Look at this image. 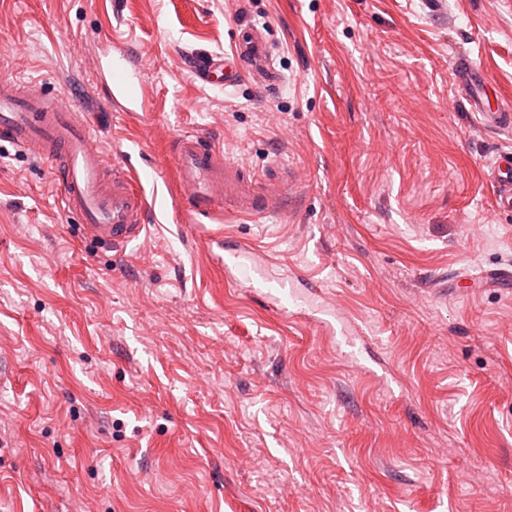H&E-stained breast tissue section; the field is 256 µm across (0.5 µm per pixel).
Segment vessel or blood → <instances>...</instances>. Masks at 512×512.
Instances as JSON below:
<instances>
[{
    "instance_id": "b4317fda",
    "label": "vessel or blood",
    "mask_w": 512,
    "mask_h": 512,
    "mask_svg": "<svg viewBox=\"0 0 512 512\" xmlns=\"http://www.w3.org/2000/svg\"><path fill=\"white\" fill-rule=\"evenodd\" d=\"M203 81L232 84L248 76L261 86L277 88L280 77L272 64L271 47L256 28L240 29L230 56L196 62ZM457 80L472 111L484 123L512 126V113L487 106L489 81L471 60H459ZM107 102L117 111L131 106L147 109L140 70L128 53L106 57L104 79ZM0 141L36 152L56 173L65 211L78 215L84 235L120 247L137 239L148 219L150 206L142 187L124 174L105 178L108 163L93 143L85 122L75 117L72 105L60 96L9 79L0 80ZM180 187L181 219L194 224L231 214L253 219L280 211L283 191L272 175H257L246 163L225 158L210 133L189 132L170 144ZM488 176L497 190L499 209L512 207V153L500 154ZM224 272L229 283L264 288L269 266L259 251L241 245L224 247Z\"/></svg>"
}]
</instances>
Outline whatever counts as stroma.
<instances>
[{
	"mask_svg": "<svg viewBox=\"0 0 512 512\" xmlns=\"http://www.w3.org/2000/svg\"><path fill=\"white\" fill-rule=\"evenodd\" d=\"M0 0V77L74 105L155 222L85 238L53 171L0 142V512H512V129L471 112L468 54L512 109V0ZM263 29L277 93L191 56ZM131 54L152 112L97 99ZM288 167L285 210L179 222L169 152ZM322 282L280 314L225 285L215 237ZM353 325L361 350L336 340ZM488 177L497 188L498 209H509L512 205V153L500 154Z\"/></svg>",
	"mask_w": 512,
	"mask_h": 512,
	"instance_id": "35a3bbf8",
	"label": "stroma"
}]
</instances>
